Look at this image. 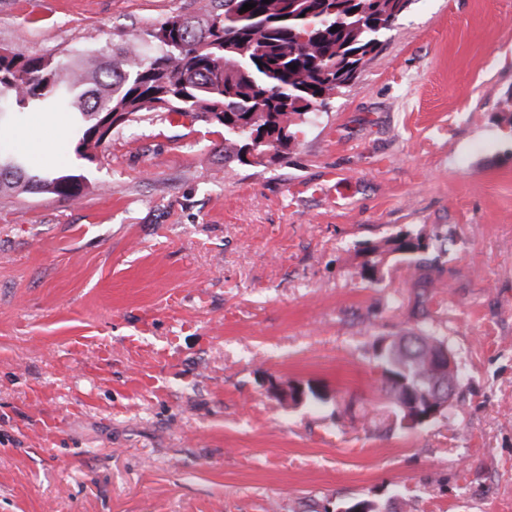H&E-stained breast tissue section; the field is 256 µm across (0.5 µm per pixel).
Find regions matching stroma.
Returning a JSON list of instances; mask_svg holds the SVG:
<instances>
[{"label":"stroma","mask_w":512,"mask_h":512,"mask_svg":"<svg viewBox=\"0 0 512 512\" xmlns=\"http://www.w3.org/2000/svg\"><path fill=\"white\" fill-rule=\"evenodd\" d=\"M208 2L0 0V50L144 56ZM223 144L165 112L91 162L70 112L0 135L87 183L0 193V512H512V0H414L275 158ZM406 231L433 266L368 274ZM408 329L464 375L416 428L374 362Z\"/></svg>","instance_id":"1"}]
</instances>
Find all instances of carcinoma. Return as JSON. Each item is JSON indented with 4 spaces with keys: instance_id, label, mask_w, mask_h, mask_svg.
<instances>
[{
    "instance_id": "cac0c4a2",
    "label": "carcinoma",
    "mask_w": 512,
    "mask_h": 512,
    "mask_svg": "<svg viewBox=\"0 0 512 512\" xmlns=\"http://www.w3.org/2000/svg\"><path fill=\"white\" fill-rule=\"evenodd\" d=\"M401 0H219L201 15L173 16L147 33V58L121 48L95 68L13 52L0 55V129L25 112L78 114L74 151L94 161L105 137L95 129L109 113L168 112L224 127V159L244 162L249 138L258 151L279 147L277 133L324 109L344 88L343 70L361 62L399 17ZM246 3L254 4L247 12ZM336 31H331V28ZM297 69L292 70L290 66ZM81 175L42 172L17 154L0 153V191L21 190L70 200ZM388 251L422 253L411 231L386 241ZM443 336L404 333L375 351L400 421L424 412L441 394L432 357Z\"/></svg>"
}]
</instances>
